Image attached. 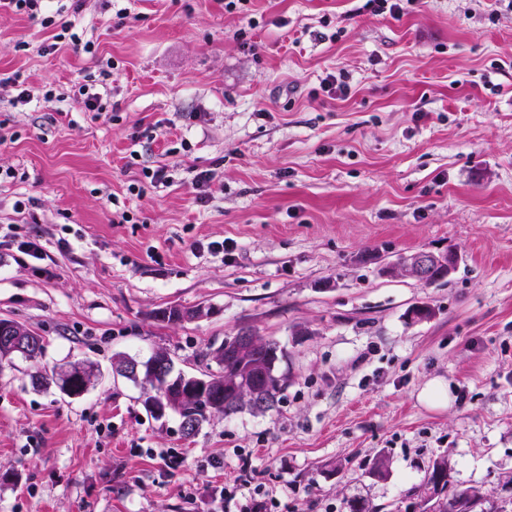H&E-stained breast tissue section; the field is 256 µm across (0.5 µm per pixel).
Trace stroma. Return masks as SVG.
Returning <instances> with one entry per match:
<instances>
[{
  "label": "stroma",
  "instance_id": "stroma-1",
  "mask_svg": "<svg viewBox=\"0 0 512 512\" xmlns=\"http://www.w3.org/2000/svg\"><path fill=\"white\" fill-rule=\"evenodd\" d=\"M45 0L0 7V317L46 344L0 365V512H409L512 475V0ZM55 19L43 28L42 17ZM95 55L54 42L60 24ZM112 64L109 106L74 90ZM347 74L349 95L323 90ZM64 92L47 102L45 87ZM166 168V183L144 170ZM209 172L208 187L196 176ZM24 210H16V203ZM38 239L41 259L18 247ZM226 242L230 251L208 245ZM419 250L433 284L385 274ZM202 310L170 324L169 306ZM425 305L430 318H412ZM276 340L274 410L155 419L117 358L215 371L240 329ZM93 364L76 398L36 373ZM434 379L448 403L420 399ZM391 465L369 475L376 454ZM460 256L457 252L448 250L446 253H434L430 251H418L400 257L387 267V272L392 274L428 282L432 274L440 269L442 276L449 277L457 268ZM450 471L448 458H435L428 465L421 485L412 491L421 500L433 502L437 508L433 512H502L492 507L488 490L481 486L459 488L452 482Z\"/></svg>",
  "mask_w": 512,
  "mask_h": 512
}]
</instances>
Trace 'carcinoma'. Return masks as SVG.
Returning a JSON list of instances; mask_svg holds the SVG:
<instances>
[{
  "label": "carcinoma",
  "instance_id": "obj_1",
  "mask_svg": "<svg viewBox=\"0 0 512 512\" xmlns=\"http://www.w3.org/2000/svg\"><path fill=\"white\" fill-rule=\"evenodd\" d=\"M43 347H29L27 344H13L0 340V362L9 360L14 355L26 359H34L42 353ZM207 356L219 365V371L207 374L213 383L224 384L223 409L224 415L234 414L244 408L253 411L267 412L279 402V394L283 390L284 378L277 374L276 363L283 357V349L272 340L255 336L254 353L251 362L256 372L255 378L244 373L240 359L234 355H216L212 351ZM211 398L205 397L182 399L173 396L171 411L173 414L188 417L201 425L212 411L209 409ZM451 467L448 458H435L426 470L420 486L413 489L414 494L422 500L436 505L437 512H499L492 507L490 493L481 486L460 488L451 480Z\"/></svg>",
  "mask_w": 512,
  "mask_h": 512
}]
</instances>
